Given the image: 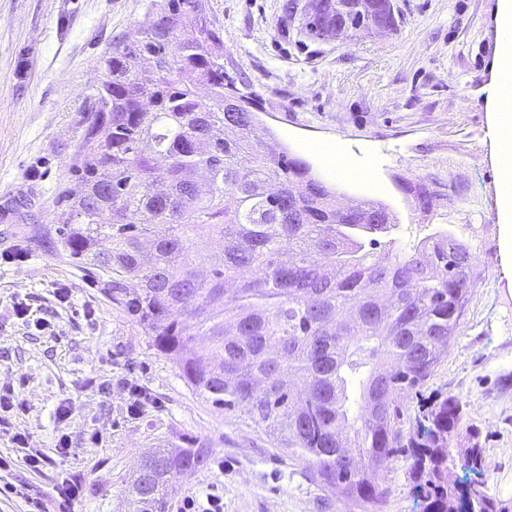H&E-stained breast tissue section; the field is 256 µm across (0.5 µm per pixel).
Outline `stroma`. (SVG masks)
Instances as JSON below:
<instances>
[{
    "label": "stroma",
    "instance_id": "1",
    "mask_svg": "<svg viewBox=\"0 0 512 512\" xmlns=\"http://www.w3.org/2000/svg\"><path fill=\"white\" fill-rule=\"evenodd\" d=\"M162 0H0V388H14L24 414L0 428L4 484L48 497L62 476L83 493L74 512H127L126 483L142 457L186 440L205 442L206 465L174 480L169 512L184 498L224 497V512H344L298 461L278 454L245 416L210 406L176 365L112 303L101 279L60 245L55 203L74 187L70 165L103 58L127 31L150 25ZM396 30L314 41L288 19V0H208L224 34V75L261 106L255 138L307 162L340 203L387 204L397 245L436 229L468 237L481 278L447 353L426 384L402 402L405 421L440 396L457 397L463 418L450 438L455 455L480 446L484 468L455 466L461 482L486 480L512 503V289L497 221L496 161L486 101L502 41L498 0H394ZM335 146L369 179L344 178L318 150ZM435 179L443 202L415 209L402 186ZM56 284L71 290L58 304ZM24 303L29 319L17 317ZM151 403L127 412L128 389ZM65 398L73 411L58 423ZM24 428L50 459L29 471L11 440ZM72 453L59 460L57 429ZM98 444H90L91 434ZM381 512H421L406 465L384 470Z\"/></svg>",
    "mask_w": 512,
    "mask_h": 512
}]
</instances>
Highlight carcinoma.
<instances>
[{
	"instance_id": "carcinoma-1",
	"label": "carcinoma",
	"mask_w": 512,
	"mask_h": 512,
	"mask_svg": "<svg viewBox=\"0 0 512 512\" xmlns=\"http://www.w3.org/2000/svg\"><path fill=\"white\" fill-rule=\"evenodd\" d=\"M156 16L103 60L71 167L81 190L60 200L63 250L196 395L247 416L348 512L385 503L380 472L401 448L423 512H512L487 482L450 478L458 399L399 428V401L431 377L480 278L472 244L449 230L397 249L380 241L397 223L388 205L342 209L307 163L253 138L259 108L224 82L208 0H167ZM337 22L393 26L396 15L389 0L302 10L314 39ZM231 102L246 111H224ZM436 201L415 187L416 209ZM208 457L199 441L150 451L149 479L126 490L133 512H166L174 477Z\"/></svg>"
}]
</instances>
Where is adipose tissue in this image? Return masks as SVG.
<instances>
[{
	"mask_svg": "<svg viewBox=\"0 0 512 512\" xmlns=\"http://www.w3.org/2000/svg\"><path fill=\"white\" fill-rule=\"evenodd\" d=\"M496 19L503 39L495 61L494 92L488 101L487 135L498 159L500 246L512 261V0H499Z\"/></svg>",
	"mask_w": 512,
	"mask_h": 512,
	"instance_id": "ef3b65f1",
	"label": "adipose tissue"
}]
</instances>
